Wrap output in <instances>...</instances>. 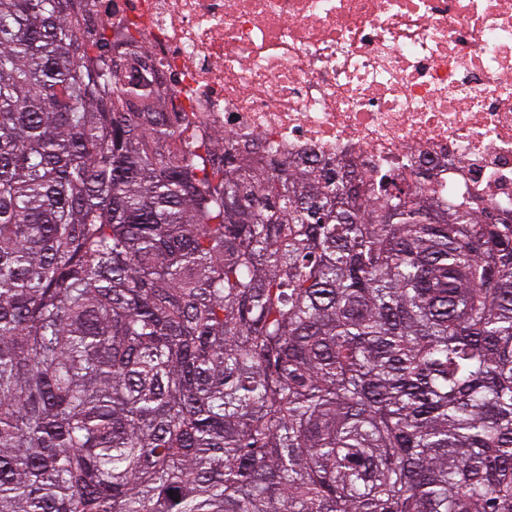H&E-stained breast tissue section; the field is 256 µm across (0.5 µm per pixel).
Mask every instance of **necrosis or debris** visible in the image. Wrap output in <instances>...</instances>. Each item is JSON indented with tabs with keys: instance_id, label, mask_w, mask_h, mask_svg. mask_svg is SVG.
<instances>
[{
	"instance_id": "necrosis-or-debris-1",
	"label": "necrosis or debris",
	"mask_w": 512,
	"mask_h": 512,
	"mask_svg": "<svg viewBox=\"0 0 512 512\" xmlns=\"http://www.w3.org/2000/svg\"><path fill=\"white\" fill-rule=\"evenodd\" d=\"M198 129L512 207V0H112Z\"/></svg>"
}]
</instances>
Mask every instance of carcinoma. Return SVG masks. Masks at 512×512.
Returning <instances> with one entry per match:
<instances>
[{"instance_id":"cac0c4a2","label":"carcinoma","mask_w":512,"mask_h":512,"mask_svg":"<svg viewBox=\"0 0 512 512\" xmlns=\"http://www.w3.org/2000/svg\"><path fill=\"white\" fill-rule=\"evenodd\" d=\"M135 33L0 0V512H512V215L256 160Z\"/></svg>"}]
</instances>
